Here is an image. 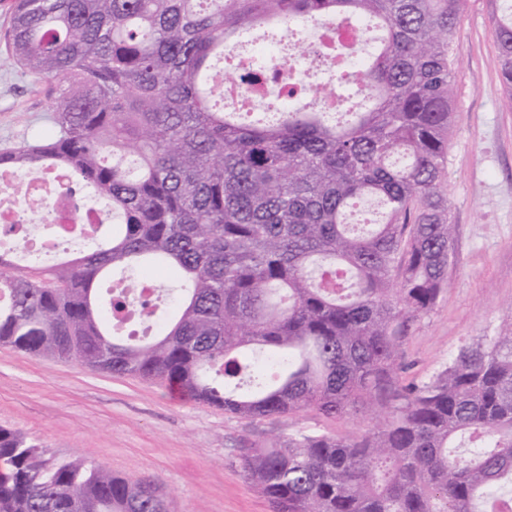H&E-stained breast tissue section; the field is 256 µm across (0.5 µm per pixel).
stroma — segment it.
I'll use <instances>...</instances> for the list:
<instances>
[{
  "instance_id": "obj_1",
  "label": "stroma",
  "mask_w": 512,
  "mask_h": 512,
  "mask_svg": "<svg viewBox=\"0 0 512 512\" xmlns=\"http://www.w3.org/2000/svg\"><path fill=\"white\" fill-rule=\"evenodd\" d=\"M492 0H466L453 43L455 101L445 191L456 226L451 284L413 323L401 383L441 370L464 345L512 318V112L502 105ZM53 82L0 65V149L48 125ZM368 415L327 419L312 410L247 424L222 409L131 376L0 345V425L57 459L76 456L162 490L173 512H270L242 475V437L319 429L360 433Z\"/></svg>"
}]
</instances>
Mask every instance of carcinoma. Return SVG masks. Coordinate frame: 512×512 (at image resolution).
<instances>
[{
    "instance_id": "obj_1",
    "label": "carcinoma",
    "mask_w": 512,
    "mask_h": 512,
    "mask_svg": "<svg viewBox=\"0 0 512 512\" xmlns=\"http://www.w3.org/2000/svg\"><path fill=\"white\" fill-rule=\"evenodd\" d=\"M495 15L512 111V0ZM464 0H13L6 60L58 82L0 170H65L112 234L24 266L0 253V344L175 388L254 421L368 413L363 434L243 439L272 512H512V319L397 385L411 323L448 288L444 181ZM357 26L336 109L224 110V50L296 23ZM336 83V84H338ZM336 84H311L322 99ZM175 317L121 332L148 265ZM0 512H170L151 483L56 460L0 426Z\"/></svg>"
}]
</instances>
